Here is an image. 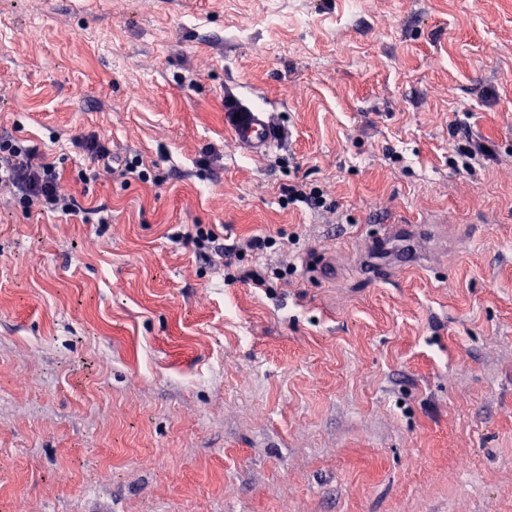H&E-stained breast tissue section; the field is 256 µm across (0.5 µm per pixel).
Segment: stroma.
<instances>
[{
	"label": "stroma",
	"mask_w": 512,
	"mask_h": 512,
	"mask_svg": "<svg viewBox=\"0 0 512 512\" xmlns=\"http://www.w3.org/2000/svg\"><path fill=\"white\" fill-rule=\"evenodd\" d=\"M229 103L272 111L269 155ZM5 136L112 221L0 195V512H512V0H0ZM424 220L433 262L359 272ZM187 224L274 238L236 260L266 287ZM235 114H240V119ZM226 123L238 146L253 154L264 155L282 138V130L273 114L264 109L232 108L226 113ZM460 133V131H457L453 135V137H458L457 143L454 144V151L457 156L469 160H475L478 157L483 159L491 157L492 149L485 141L474 138L469 131L463 132L462 136H459ZM72 146L80 154L85 156L90 169H80L77 171L75 180L87 184L91 180L97 181L101 175L109 174L112 171V146L109 141L101 139L94 132L82 133L71 139ZM187 229L183 232L177 233V237L183 239L187 243H191L194 247L196 254L199 257H207L210 254L219 256L224 260V271L227 268L229 271L233 266L231 256H237V248L234 244L227 245L219 243L220 234L218 229L213 224H191L186 225Z\"/></svg>",
	"instance_id": "1"
}]
</instances>
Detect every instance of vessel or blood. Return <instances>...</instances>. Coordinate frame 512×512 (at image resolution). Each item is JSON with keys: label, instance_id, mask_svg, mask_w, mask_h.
Instances as JSON below:
<instances>
[{"label": "vessel or blood", "instance_id": "vessel-or-blood-1", "mask_svg": "<svg viewBox=\"0 0 512 512\" xmlns=\"http://www.w3.org/2000/svg\"><path fill=\"white\" fill-rule=\"evenodd\" d=\"M226 123L238 146L253 154L269 152L282 138V130L272 113L263 109L227 112ZM440 245L439 234L431 225L388 224L379 237L367 241L362 265L374 276L381 277L388 269L425 262Z\"/></svg>", "mask_w": 512, "mask_h": 512}]
</instances>
